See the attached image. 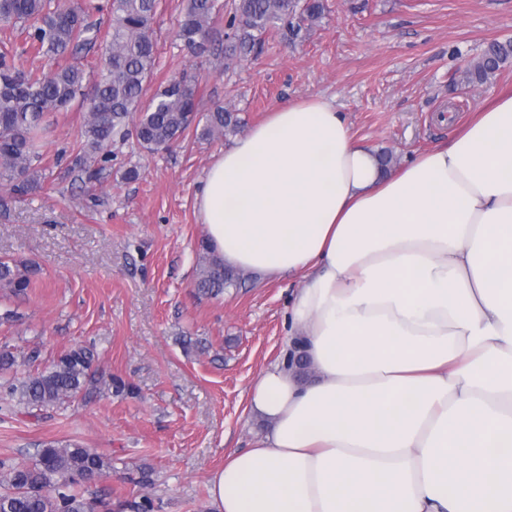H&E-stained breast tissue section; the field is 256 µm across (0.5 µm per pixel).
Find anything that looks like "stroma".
I'll use <instances>...</instances> for the list:
<instances>
[{"label":"stroma","mask_w":512,"mask_h":512,"mask_svg":"<svg viewBox=\"0 0 512 512\" xmlns=\"http://www.w3.org/2000/svg\"><path fill=\"white\" fill-rule=\"evenodd\" d=\"M324 2L304 38L274 29L259 54L224 68L196 66L175 38L186 0H160L150 85L199 71V113L224 106L246 129L288 102L323 98L398 166L512 88V63L486 83L461 82L489 43L512 40V0ZM85 116L76 106L55 113L41 148V189L20 202L0 190V258L40 267L26 295L0 290V316H12L0 323V347L18 356L39 350L43 366L94 346L96 379L123 380L133 392L105 390L37 416L0 398V463L33 462L52 441L76 443L111 461L90 491L124 512L145 496L154 512H214L210 477L228 452L250 448L266 429L247 410L248 392L282 356L298 282L258 279L218 298L196 293L206 236L195 194L234 133H191L156 153L119 144L90 179L70 156ZM130 168L138 178L124 179ZM144 470L151 484H139Z\"/></svg>","instance_id":"35a3bbf8"}]
</instances>
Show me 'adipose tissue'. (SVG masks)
Instances as JSON below:
<instances>
[{"instance_id":"adipose-tissue-1","label":"adipose tissue","mask_w":512,"mask_h":512,"mask_svg":"<svg viewBox=\"0 0 512 512\" xmlns=\"http://www.w3.org/2000/svg\"><path fill=\"white\" fill-rule=\"evenodd\" d=\"M195 210L226 266L299 280L215 512H512V93L389 170L333 103H288Z\"/></svg>"}]
</instances>
